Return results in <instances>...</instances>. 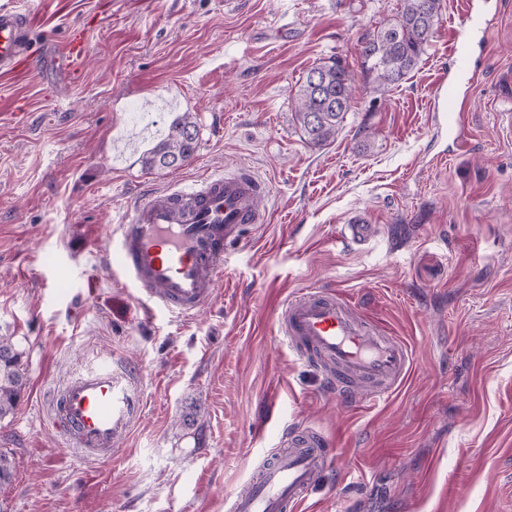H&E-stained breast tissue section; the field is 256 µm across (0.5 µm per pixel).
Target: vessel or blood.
Masks as SVG:
<instances>
[{
  "label": "vessel or blood",
  "instance_id": "obj_1",
  "mask_svg": "<svg viewBox=\"0 0 512 512\" xmlns=\"http://www.w3.org/2000/svg\"><path fill=\"white\" fill-rule=\"evenodd\" d=\"M30 25L25 12L0 8V74L29 61ZM438 84L434 118L439 127L462 131V114ZM266 182L240 168L215 174L138 205L119 228L113 254L114 278L137 288L151 305L194 315L214 299L224 271V247L248 224H262L259 202ZM377 233L367 216L345 224L342 234L362 244ZM284 341L308 365L326 364L328 388L346 398L356 381L370 383L367 399L396 390L407 377L411 353L401 337L376 321L353 314L334 291L312 289L289 299L277 315ZM141 399L122 366L102 359L55 390L50 418L68 447L86 457L111 453L129 436ZM283 449L257 471L247 490L237 492L229 512H295L309 488L333 467L335 450L318 432L302 428L283 435Z\"/></svg>",
  "mask_w": 512,
  "mask_h": 512
}]
</instances>
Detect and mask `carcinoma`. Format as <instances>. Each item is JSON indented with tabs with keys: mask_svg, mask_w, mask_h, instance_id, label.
Masks as SVG:
<instances>
[{
	"mask_svg": "<svg viewBox=\"0 0 512 512\" xmlns=\"http://www.w3.org/2000/svg\"><path fill=\"white\" fill-rule=\"evenodd\" d=\"M440 0H399L396 18L366 33L360 41V66L373 90L384 95L415 69L437 22ZM356 80L338 59L309 70L297 91V119L311 143L323 144L336 133L350 109ZM191 117L173 123L167 135L142 158L144 167L177 168L197 149ZM28 385L23 354L0 336V420L13 413Z\"/></svg>",
	"mask_w": 512,
	"mask_h": 512,
	"instance_id": "1",
	"label": "carcinoma"
}]
</instances>
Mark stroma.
Segmentation results:
<instances>
[{"label": "stroma", "instance_id": "35a3bbf8", "mask_svg": "<svg viewBox=\"0 0 512 512\" xmlns=\"http://www.w3.org/2000/svg\"><path fill=\"white\" fill-rule=\"evenodd\" d=\"M36 49L85 35L70 75H0V335L29 384L0 420L16 462L0 512H226L284 431L326 436L336 461L299 512H512V0H441L435 33L387 94L366 80L333 141L307 142L295 92L399 0H15ZM485 31L453 68L466 16ZM446 78L469 143L433 123ZM193 158H142L182 116ZM248 166L268 221L224 251L196 316L145 311L114 279L109 237L151 195ZM357 214L378 236L341 229ZM332 289L404 337L410 371L375 402L337 404L283 341L289 296ZM111 357L142 410L105 460L66 447L55 389Z\"/></svg>", "mask_w": 512, "mask_h": 512}]
</instances>
